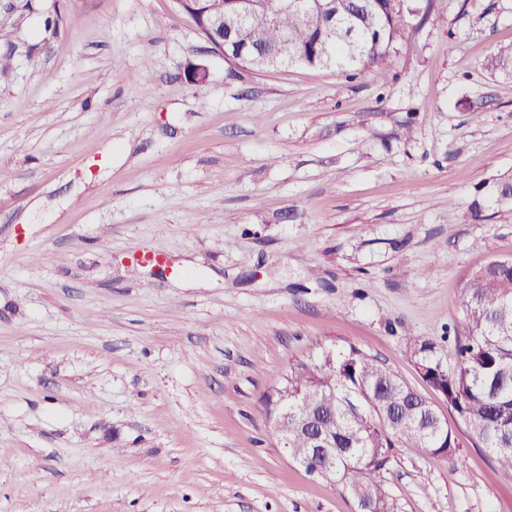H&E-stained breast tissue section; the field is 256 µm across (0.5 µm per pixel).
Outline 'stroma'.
<instances>
[{"label":"stroma","instance_id":"obj_1","mask_svg":"<svg viewBox=\"0 0 512 512\" xmlns=\"http://www.w3.org/2000/svg\"><path fill=\"white\" fill-rule=\"evenodd\" d=\"M409 3L348 79L227 62L174 0H0V512H357L265 411L330 348L448 416L405 345L453 364L468 279L512 260V0ZM455 431L393 449L402 512H512Z\"/></svg>","mask_w":512,"mask_h":512}]
</instances>
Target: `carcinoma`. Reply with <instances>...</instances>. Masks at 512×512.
<instances>
[{
	"mask_svg": "<svg viewBox=\"0 0 512 512\" xmlns=\"http://www.w3.org/2000/svg\"><path fill=\"white\" fill-rule=\"evenodd\" d=\"M217 4L223 0H178L176 9L216 47L224 38L232 42L225 59L258 71L302 64L352 76L389 59L404 29L405 6L391 9L389 0H339L333 12L310 13L266 0L230 33L214 24ZM489 66L512 73V45L501 47ZM462 311L454 366L435 357L430 340L410 343L407 352L476 446L489 449L512 480V265L496 260L474 273L462 292ZM308 399L330 445L309 466L353 494L365 489L356 498L358 512H400L385 484L392 449L446 456L459 451L455 431L441 426L425 398L354 347L323 351L318 363L292 369L265 398L270 416L288 409V447L301 454L311 447L310 435L297 424Z\"/></svg>",
	"mask_w": 512,
	"mask_h": 512,
	"instance_id": "cac0c4a2",
	"label": "carcinoma"
}]
</instances>
